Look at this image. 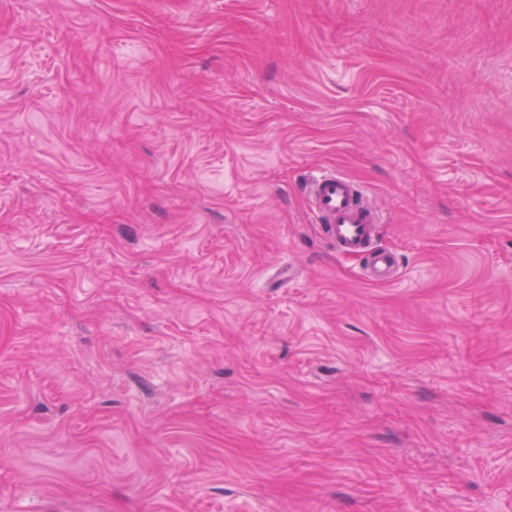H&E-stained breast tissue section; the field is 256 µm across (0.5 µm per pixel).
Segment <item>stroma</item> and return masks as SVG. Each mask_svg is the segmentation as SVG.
Returning a JSON list of instances; mask_svg holds the SVG:
<instances>
[{"mask_svg": "<svg viewBox=\"0 0 512 512\" xmlns=\"http://www.w3.org/2000/svg\"><path fill=\"white\" fill-rule=\"evenodd\" d=\"M0 512H512V0H0ZM307 195L315 224H322L324 237L336 252L364 259V277L387 283L399 271L396 254L377 247L380 212L363 200L362 192L349 178L323 173L309 184Z\"/></svg>", "mask_w": 512, "mask_h": 512, "instance_id": "obj_1", "label": "stroma"}]
</instances>
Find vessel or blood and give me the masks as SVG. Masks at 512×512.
Listing matches in <instances>:
<instances>
[{
	"mask_svg": "<svg viewBox=\"0 0 512 512\" xmlns=\"http://www.w3.org/2000/svg\"><path fill=\"white\" fill-rule=\"evenodd\" d=\"M307 195L315 223L324 228V237L338 253L362 257L364 277L387 283L396 279L398 260L392 251L377 247L380 212L364 201L358 186L333 172L315 177Z\"/></svg>",
	"mask_w": 512,
	"mask_h": 512,
	"instance_id": "1",
	"label": "vessel or blood"
}]
</instances>
